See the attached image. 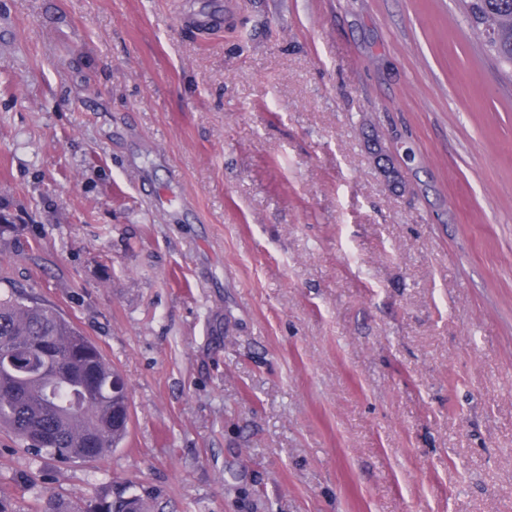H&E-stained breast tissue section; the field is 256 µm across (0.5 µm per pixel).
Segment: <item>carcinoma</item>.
<instances>
[{
    "label": "carcinoma",
    "mask_w": 512,
    "mask_h": 512,
    "mask_svg": "<svg viewBox=\"0 0 512 512\" xmlns=\"http://www.w3.org/2000/svg\"><path fill=\"white\" fill-rule=\"evenodd\" d=\"M467 17L485 53L512 76V0H466ZM42 370L0 357V429L27 451L59 463L103 462L126 438L116 421L123 397L112 398L119 375L100 348L51 306L18 294L0 296V349L4 343ZM156 495L100 486L91 497L48 492L29 512H160Z\"/></svg>",
    "instance_id": "1"
}]
</instances>
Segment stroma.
<instances>
[{
	"label": "stroma",
	"mask_w": 512,
	"mask_h": 512,
	"mask_svg": "<svg viewBox=\"0 0 512 512\" xmlns=\"http://www.w3.org/2000/svg\"><path fill=\"white\" fill-rule=\"evenodd\" d=\"M125 379L165 512H512V82L462 0H0V291Z\"/></svg>",
	"instance_id": "stroma-1"
}]
</instances>
